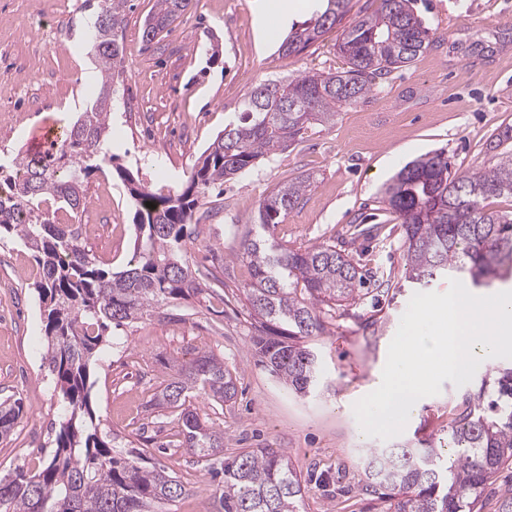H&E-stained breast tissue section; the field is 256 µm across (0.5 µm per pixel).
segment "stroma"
<instances>
[{
	"instance_id": "obj_1",
	"label": "stroma",
	"mask_w": 512,
	"mask_h": 512,
	"mask_svg": "<svg viewBox=\"0 0 512 512\" xmlns=\"http://www.w3.org/2000/svg\"><path fill=\"white\" fill-rule=\"evenodd\" d=\"M155 0H129L123 69L110 122L112 163L87 180V205L97 228L82 243L101 268L118 271L134 251L135 205L117 176L130 171L157 193L182 188L197 157L236 120L258 84L308 71L346 69L337 51L339 29L304 50L279 51L287 29L261 33L254 0H199L153 42L142 23ZM433 43L409 67L377 80L366 100L340 109L332 125H311L302 143L261 158L255 167L211 192L199 210V237L189 247L199 280L222 294L167 303L152 317L110 329L90 365V401L102 433L165 444L171 410L151 407L175 365L201 352L223 359L237 396L223 414L194 396L200 415L224 431V454L248 448L285 452L307 478L300 512H383L364 489L363 460L384 440L361 435L354 404L381 383L388 347L414 294L404 279V230L382 201L383 188L408 162L446 150L452 171L492 169L499 129L512 126V0H413ZM87 0H0V161L30 153L17 113L37 111L76 121L88 100L83 73L96 68ZM313 183L274 235L291 248L322 243L359 256L363 269L391 278L389 291L325 309L326 330L311 338L322 381L305 397L291 393L259 363L244 288L251 281L237 253L260 201L285 179ZM374 236L358 237L356 225ZM42 271L13 234L0 235V397L21 399L22 418L0 438V477L39 471L49 459L62 404L43 366L45 320L34 284ZM496 358L473 379L424 398L402 440L448 436L454 407L480 382L494 381ZM154 462L186 481L169 512H218L215 481L204 462L182 448L153 451Z\"/></svg>"
}]
</instances>
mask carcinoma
<instances>
[{
    "instance_id": "obj_1",
    "label": "carcinoma",
    "mask_w": 512,
    "mask_h": 512,
    "mask_svg": "<svg viewBox=\"0 0 512 512\" xmlns=\"http://www.w3.org/2000/svg\"><path fill=\"white\" fill-rule=\"evenodd\" d=\"M196 0H155L143 23L152 41ZM324 11L291 30L279 46L290 55L340 24L351 0H326ZM127 0H101L94 28L100 87L62 139L42 155H18L10 170L0 165V231L16 233L42 267L35 283L44 305V366L64 405L50 459L35 473L0 478V512H162L186 493L173 471L148 461L147 450L119 434L107 441L89 404L91 358L106 331L141 319L172 300L205 292L193 273L188 227L209 190L251 169L264 155L297 146L312 124L330 125L337 109L363 102L375 81L413 63L430 46L429 30L410 0H379L377 8L344 29L342 72H305L255 86L238 121L224 127L194 164L184 187L157 195L117 169L135 202V249L116 272L99 267L81 243L80 225L62 224L49 201L77 213L86 205L88 177L112 163L107 139L114 84L122 72L121 40ZM311 186L310 176L284 182L263 199L242 238L239 257L251 269L244 289L256 320L253 342L262 363L293 392L307 396L319 382L317 354L301 343L324 330L322 306L356 299L359 263L334 245L288 248L274 238ZM512 198V152L496 166L463 176L451 172L445 151L407 163L384 191L383 202L405 233L404 277L422 287L450 272L476 288L512 274V211H491L487 201ZM154 207L149 208L146 203ZM495 398L484 391L462 399L448 425L445 448L393 444L367 457V487L385 512H476L489 482L512 463V367L497 370ZM200 390L224 404L236 396L224 361L202 352L177 369L151 405L177 411L179 446L224 475L217 491L224 512H298L304 484L288 456L273 448L243 450L224 460V431L192 406ZM23 413L20 400L0 402V436Z\"/></svg>"
}]
</instances>
